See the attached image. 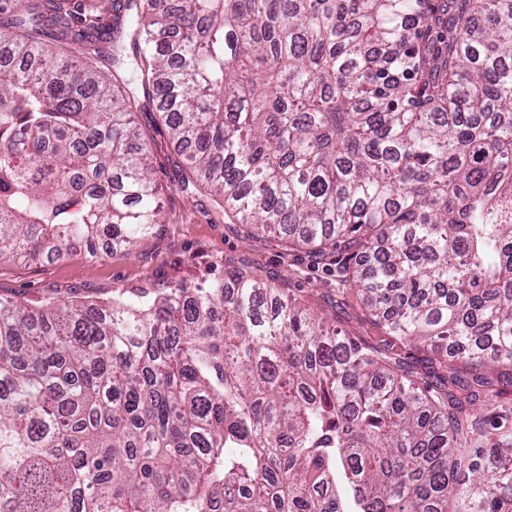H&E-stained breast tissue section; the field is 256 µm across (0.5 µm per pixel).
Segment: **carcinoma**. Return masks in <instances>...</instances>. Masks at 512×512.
<instances>
[{
  "label": "carcinoma",
  "instance_id": "obj_1",
  "mask_svg": "<svg viewBox=\"0 0 512 512\" xmlns=\"http://www.w3.org/2000/svg\"><path fill=\"white\" fill-rule=\"evenodd\" d=\"M140 93L425 376L240 267L0 298V512H512V0H0V261L162 223Z\"/></svg>",
  "mask_w": 512,
  "mask_h": 512
}]
</instances>
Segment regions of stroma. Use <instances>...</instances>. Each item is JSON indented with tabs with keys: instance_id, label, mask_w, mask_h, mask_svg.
Here are the masks:
<instances>
[{
	"instance_id": "1",
	"label": "stroma",
	"mask_w": 512,
	"mask_h": 512,
	"mask_svg": "<svg viewBox=\"0 0 512 512\" xmlns=\"http://www.w3.org/2000/svg\"><path fill=\"white\" fill-rule=\"evenodd\" d=\"M136 122L151 145L153 176L161 185L164 222L130 251L109 256L77 253L68 259L0 264V295L33 303L50 297L98 305L138 289L166 290L223 278L229 264L253 267L296 295L304 308L321 313L336 328L381 345L383 337L366 319L356 297L339 289L335 269L305 250L288 252L271 237L247 236L201 189L182 190L176 149L152 110Z\"/></svg>"
}]
</instances>
